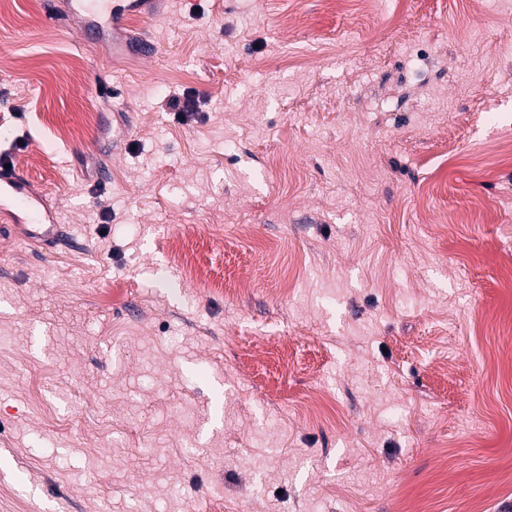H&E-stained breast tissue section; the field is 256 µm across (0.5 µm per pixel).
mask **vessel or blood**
I'll return each instance as SVG.
<instances>
[{"label": "vessel or blood", "instance_id": "1", "mask_svg": "<svg viewBox=\"0 0 512 512\" xmlns=\"http://www.w3.org/2000/svg\"><path fill=\"white\" fill-rule=\"evenodd\" d=\"M66 12L83 24V35L100 38L108 29L126 28L142 56H152L153 43L135 30L134 22L159 13L163 0H59ZM0 225L18 230L22 239L47 249L65 236L56 209L35 191L17 167L0 162Z\"/></svg>", "mask_w": 512, "mask_h": 512}]
</instances>
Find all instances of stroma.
I'll return each mask as SVG.
<instances>
[{"instance_id":"35a3bbf8","label":"stroma","mask_w":512,"mask_h":512,"mask_svg":"<svg viewBox=\"0 0 512 512\" xmlns=\"http://www.w3.org/2000/svg\"><path fill=\"white\" fill-rule=\"evenodd\" d=\"M5 9L0 512H512V0ZM66 12L81 20L83 36L99 39L112 28L132 27L136 21H146L160 12L163 0H58ZM6 164H10L9 169ZM0 220L4 229H19L25 242L46 249L60 244L66 232L58 211L47 205L43 195L31 187L8 159L0 162Z\"/></svg>"}]
</instances>
